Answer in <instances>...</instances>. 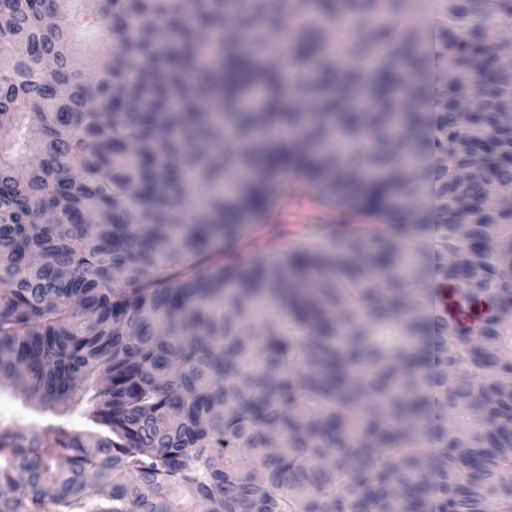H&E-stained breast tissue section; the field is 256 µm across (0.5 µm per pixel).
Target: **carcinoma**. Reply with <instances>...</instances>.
I'll use <instances>...</instances> for the list:
<instances>
[{
  "label": "carcinoma",
  "mask_w": 512,
  "mask_h": 512,
  "mask_svg": "<svg viewBox=\"0 0 512 512\" xmlns=\"http://www.w3.org/2000/svg\"><path fill=\"white\" fill-rule=\"evenodd\" d=\"M424 9L0 0V386L101 385L0 427V512H512V195L459 176L512 184V0ZM91 404H84L66 415L57 418L49 412H40V407L34 406L25 398L22 390L15 386H2L0 388V421L5 425L13 424L22 428H29L48 423L66 424L68 431L83 433L91 428L88 419Z\"/></svg>",
  "instance_id": "obj_1"
}]
</instances>
